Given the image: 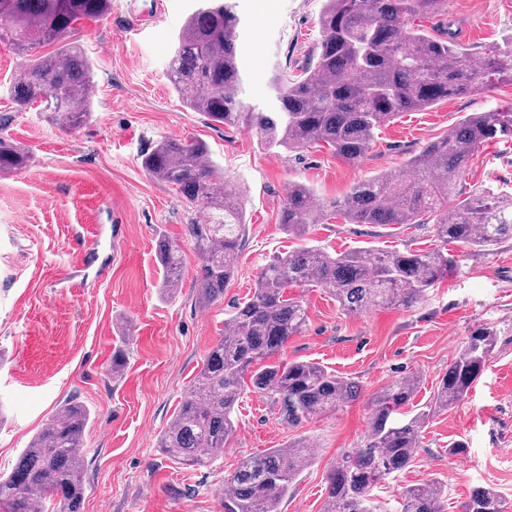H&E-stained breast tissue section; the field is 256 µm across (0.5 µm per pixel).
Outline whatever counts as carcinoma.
Here are the masks:
<instances>
[{
	"label": "carcinoma",
	"mask_w": 512,
	"mask_h": 512,
	"mask_svg": "<svg viewBox=\"0 0 512 512\" xmlns=\"http://www.w3.org/2000/svg\"><path fill=\"white\" fill-rule=\"evenodd\" d=\"M450 2L323 0L315 64L298 75L273 65V95L260 109L242 98L243 26L235 6L201 0L176 36L170 82L186 107L212 123L255 131L269 149L327 148L357 165L366 159L375 131L399 113L422 111L486 86L469 52L446 37L424 33L422 22L448 13ZM111 5L112 0H0V44L26 57L9 86L15 111L40 106L48 123L67 131L91 119L90 60L69 39L83 21L104 19ZM48 45L57 49L40 53ZM489 69L512 79V32L494 49ZM505 133H512V110L472 112L411 157L405 169L357 183L332 211L317 202L311 187L292 184L280 224L299 240L311 225L339 215L351 224L432 223L440 245L333 254L306 244L274 256L262 267L251 297L224 320V336L206 354L160 434L162 452L188 466L221 456L247 390L261 395L292 427L356 400L359 384L317 363H268L308 319L302 298L288 289L316 283L350 314L370 307L408 309L423 302L456 265L448 244L488 251L512 240V195L475 191L463 199L460 189L470 156ZM29 161L25 148L0 137V174L21 171ZM141 165L203 213L188 224V233L199 260L197 302L209 307L224 297L234 276L246 226L242 197L228 187L208 146L198 140L161 139ZM156 251L164 271L162 290L173 296L181 283L182 248L162 238ZM496 344L492 327L473 329L429 404L409 418L399 415L413 403L419 378L409 375L387 385L372 403L361 441L333 465L323 512H380L372 492L416 459L430 412L466 397ZM89 421V410L76 402L46 420L15 468L0 476V512H83L82 447ZM314 459V446L304 439L241 459L227 482L224 512H280L289 485ZM399 498V512H445L437 486L406 487ZM461 512H512V502L480 488Z\"/></svg>",
	"instance_id": "carcinoma-1"
}]
</instances>
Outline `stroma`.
Wrapping results in <instances>:
<instances>
[{
	"mask_svg": "<svg viewBox=\"0 0 512 512\" xmlns=\"http://www.w3.org/2000/svg\"><path fill=\"white\" fill-rule=\"evenodd\" d=\"M235 3L244 22L243 98L262 107L271 95V64L294 70L312 63L322 0ZM197 5L112 0L106 19L81 25L73 40L92 63L95 112L72 132L36 111L12 112L8 87L21 64L0 44V113L13 114L0 136L31 155L26 169L0 175V410L6 416L0 474L11 471L48 417L74 401L91 415L84 512H224L225 480L241 457L301 436L317 442V455L291 483L280 512H322L329 471L363 437L373 400L393 380L413 374L420 379L414 403L426 406L470 329L485 324L497 334L493 358L461 402L430 415L415 461L378 497L391 510L400 488L435 485L447 494L445 512H460L479 487L512 500V240L489 252L450 245L457 267L410 309L372 307L354 315L326 288H300L309 320L288 340L283 358L354 379L359 398L291 427L250 392L239 402L231 442L208 466L180 464L158 448L225 319L251 296L261 267L297 247L279 222L292 183L314 188L319 201L341 200L360 180L400 169L467 113L512 108V82L492 75L485 90L395 117L357 166L318 147L268 149L253 131L211 125L184 107L171 86L173 42ZM425 26L466 45L482 62L512 30V0H452L448 14ZM164 137L206 143L244 201L235 275L223 299L206 308L195 302L191 212L140 164ZM461 189L466 195L512 189V135L486 142L470 157ZM163 236L186 249L181 287L171 297L160 291L156 242ZM93 238L107 272L85 275L81 288L71 289L79 250ZM307 238L332 253L437 244L429 224H350L340 217L312 226ZM125 334L130 344H123ZM119 348L127 364L115 376L110 368ZM457 440L466 450L450 454Z\"/></svg>",
	"mask_w": 512,
	"mask_h": 512,
	"instance_id": "1",
	"label": "stroma"
}]
</instances>
